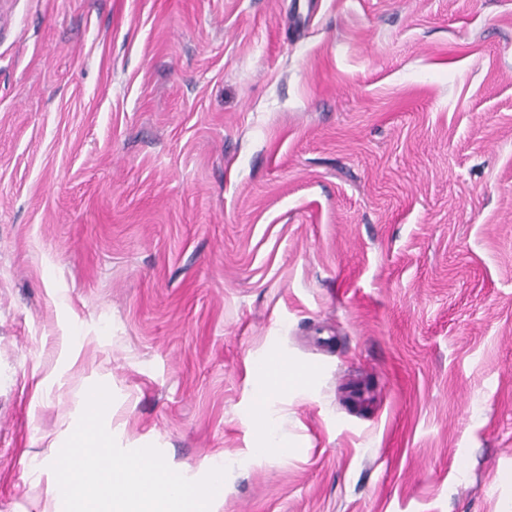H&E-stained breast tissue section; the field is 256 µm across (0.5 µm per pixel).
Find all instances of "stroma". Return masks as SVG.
I'll use <instances>...</instances> for the list:
<instances>
[{"instance_id": "1", "label": "stroma", "mask_w": 512, "mask_h": 512, "mask_svg": "<svg viewBox=\"0 0 512 512\" xmlns=\"http://www.w3.org/2000/svg\"><path fill=\"white\" fill-rule=\"evenodd\" d=\"M99 383L212 512H512V0H0V512ZM256 421L264 434L263 445L256 449L258 455H266L283 450L276 434V419L264 402L255 410Z\"/></svg>"}]
</instances>
